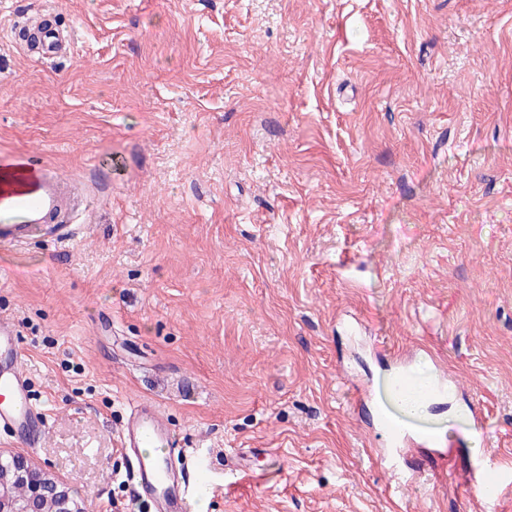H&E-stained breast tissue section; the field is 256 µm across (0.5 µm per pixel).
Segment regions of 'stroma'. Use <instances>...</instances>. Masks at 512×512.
Segmentation results:
<instances>
[{
	"label": "stroma",
	"instance_id": "1",
	"mask_svg": "<svg viewBox=\"0 0 512 512\" xmlns=\"http://www.w3.org/2000/svg\"><path fill=\"white\" fill-rule=\"evenodd\" d=\"M47 8L74 48L8 37ZM82 183L0 245V316L89 512H143L119 435L155 401L208 463L191 512H476L472 419L395 486L387 365L481 404L512 458V0H0V159Z\"/></svg>",
	"mask_w": 512,
	"mask_h": 512
}]
</instances>
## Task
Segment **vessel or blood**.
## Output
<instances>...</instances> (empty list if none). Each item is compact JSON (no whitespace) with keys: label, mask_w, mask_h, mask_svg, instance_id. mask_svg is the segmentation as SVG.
<instances>
[{"label":"vessel or blood","mask_w":512,"mask_h":512,"mask_svg":"<svg viewBox=\"0 0 512 512\" xmlns=\"http://www.w3.org/2000/svg\"><path fill=\"white\" fill-rule=\"evenodd\" d=\"M11 37L30 57L52 63L70 52L71 35L56 23L32 27L15 24ZM83 199L75 182L48 166H37L25 157L0 160V244L18 246L31 240L36 231L63 235L79 216ZM394 388L399 397L432 406L448 397V381L437 377L430 387L412 381L405 366H396ZM0 429L10 431L18 445L38 447L45 433V414L37 406L22 369V355L15 322L0 318ZM381 447L390 449L387 459L394 475H401L395 452L412 445L440 446L439 438H417L386 422L378 425ZM121 448L133 466L135 493L153 512H185L197 490L186 477V463L178 461V443L164 421L159 405L137 401L130 409L120 435ZM470 486L484 501L502 496L506 483L502 471L480 460L468 473Z\"/></svg>","instance_id":"1"}]
</instances>
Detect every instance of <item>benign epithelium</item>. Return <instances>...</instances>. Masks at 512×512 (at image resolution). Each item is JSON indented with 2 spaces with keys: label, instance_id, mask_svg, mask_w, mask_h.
<instances>
[{
  "label": "benign epithelium",
  "instance_id": "benign-epithelium-1",
  "mask_svg": "<svg viewBox=\"0 0 512 512\" xmlns=\"http://www.w3.org/2000/svg\"><path fill=\"white\" fill-rule=\"evenodd\" d=\"M10 458V470L0 473V512H88L85 500L66 483L34 467L23 455ZM16 482L29 489L22 500L10 495L9 488Z\"/></svg>",
  "mask_w": 512,
  "mask_h": 512
}]
</instances>
